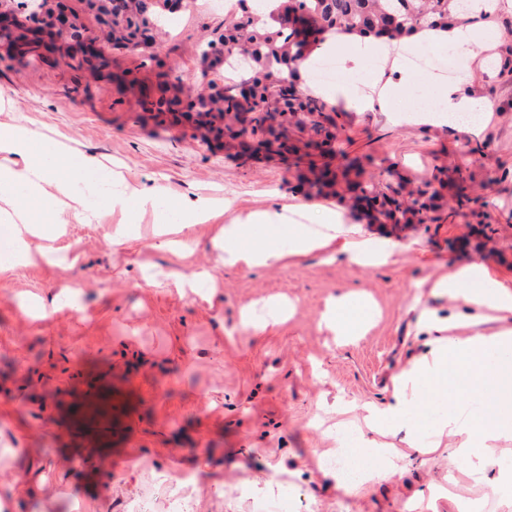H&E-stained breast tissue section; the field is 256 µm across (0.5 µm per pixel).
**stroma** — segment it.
<instances>
[{
  "mask_svg": "<svg viewBox=\"0 0 512 512\" xmlns=\"http://www.w3.org/2000/svg\"><path fill=\"white\" fill-rule=\"evenodd\" d=\"M223 31L218 0H188L151 47L107 50L113 71L128 69L149 83L166 73L197 88L224 76L220 68L203 71L197 54ZM476 34L457 86L491 109L471 132L426 113L404 121L381 99L369 108L340 100L323 122L336 136L334 156L322 153L300 115L283 127L290 153L247 157L208 147L190 125H157L137 107V91L118 95L106 80L63 64L0 61V96L12 103L0 123L69 139L132 186H166L161 212L199 196L224 197L227 224L275 204L294 206L312 222L332 209L363 237L396 246L391 262L378 267L312 254L249 270L217 262L212 240L220 223L185 229L191 248L180 255L156 247L149 213L128 225L119 246L110 243L114 220L67 225L57 244L73 245L74 266L0 273V483L40 460L51 464L12 512H116L136 499L166 512L178 491L152 471L175 460L185 470L200 460L210 466L197 512H260L264 498L243 492L247 482L276 481V494L301 500L303 512H410L413 493L427 497L447 486L457 440L444 435L429 463L346 492L319 469V452L336 438L318 421L339 399L354 421L365 403L391 401L393 377L426 350L420 309L457 312L456 302L417 297L416 284L471 263L512 282V77L499 68L512 59V14ZM348 156L360 158V168L344 170ZM326 168L336 172V186L320 193L309 183ZM352 183L405 205L420 191L436 192L433 221L378 223L349 191ZM65 285L76 292L73 306L47 319H33L21 304L28 296L50 303ZM348 293L371 315L362 336L342 341L322 315L330 298ZM272 297L290 303V318L243 328L242 312ZM126 452L141 455L138 485H125L120 472L100 481L95 458ZM64 455L80 457V465L62 466ZM214 479L223 494L213 491Z\"/></svg>",
  "mask_w": 512,
  "mask_h": 512,
  "instance_id": "1",
  "label": "stroma"
}]
</instances>
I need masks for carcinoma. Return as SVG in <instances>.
Returning <instances> with one entry per match:
<instances>
[{
	"label": "carcinoma",
	"mask_w": 512,
	"mask_h": 512,
	"mask_svg": "<svg viewBox=\"0 0 512 512\" xmlns=\"http://www.w3.org/2000/svg\"><path fill=\"white\" fill-rule=\"evenodd\" d=\"M271 9L256 16L250 0H237V10L224 15V35L199 46L203 65L213 69L234 57L240 70L249 71L237 90L216 96H188L186 100L141 93L137 104L143 112H172L174 108L196 113V123L221 135L228 121L251 114L249 125L256 145L263 148L264 135L272 131L276 117L305 112L321 115L326 103L297 83L299 62L325 36L336 33L373 37L392 45L424 30L448 31L496 19L500 4L473 0H270ZM98 23L107 28L109 41L138 44L152 40V31L166 12L161 0H86Z\"/></svg>",
	"instance_id": "cac0c4a2"
}]
</instances>
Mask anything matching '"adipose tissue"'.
<instances>
[{"instance_id":"adipose-tissue-1","label":"adipose tissue","mask_w":512,"mask_h":512,"mask_svg":"<svg viewBox=\"0 0 512 512\" xmlns=\"http://www.w3.org/2000/svg\"><path fill=\"white\" fill-rule=\"evenodd\" d=\"M167 195L160 185L136 189L114 184L95 155L74 152L26 124L0 126V236L13 263L48 260V253L28 252L32 235L54 239L69 221L95 224L102 214L114 212L134 224L146 212H157ZM285 223V211L271 208L252 213L245 223L221 226L214 239L219 260L252 269L292 264L313 253L343 254L360 266L385 265L393 256L392 248L360 237L355 225L342 223L332 212L317 226L294 225L283 246L255 235V227ZM429 295L455 300L464 312L442 321L422 311L420 321L432 336L429 353L395 378L392 402L366 406L360 436L372 465L365 480L393 481L412 454L428 461L435 449L425 435L445 432L459 441L449 451L456 470L486 487L489 495L500 494L512 489V466L496 459L497 443L512 441V282L472 263L438 274ZM325 322L338 336L358 335L362 308L355 298L339 296ZM489 322L494 330L483 332ZM389 427L404 433L405 448L381 441Z\"/></svg>"}]
</instances>
